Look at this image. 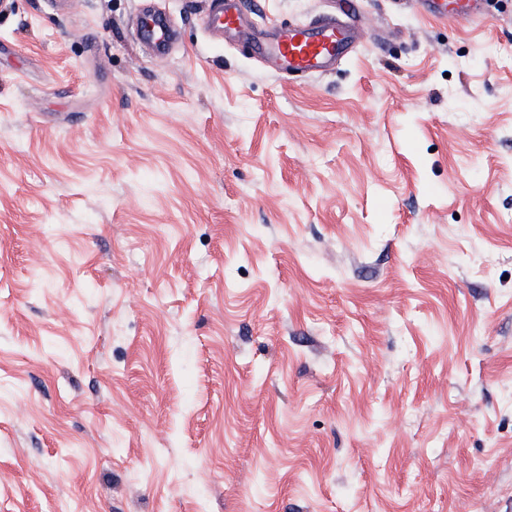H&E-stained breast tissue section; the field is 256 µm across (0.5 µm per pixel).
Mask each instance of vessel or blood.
Returning a JSON list of instances; mask_svg holds the SVG:
<instances>
[{"mask_svg": "<svg viewBox=\"0 0 512 512\" xmlns=\"http://www.w3.org/2000/svg\"><path fill=\"white\" fill-rule=\"evenodd\" d=\"M204 22L214 39L241 33L239 0H208ZM481 0H411L413 6L452 23L481 16ZM252 52L270 62L279 76H313L335 68L353 50L351 25L345 13L324 16L303 25H275L266 37L252 40Z\"/></svg>", "mask_w": 512, "mask_h": 512, "instance_id": "1", "label": "vessel or blood"}]
</instances>
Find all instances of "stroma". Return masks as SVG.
<instances>
[{
    "instance_id": "1",
    "label": "stroma",
    "mask_w": 512,
    "mask_h": 512,
    "mask_svg": "<svg viewBox=\"0 0 512 512\" xmlns=\"http://www.w3.org/2000/svg\"><path fill=\"white\" fill-rule=\"evenodd\" d=\"M356 8L292 83L204 0L0 7V512H505L512 0ZM208 11L204 22L211 36L223 40L224 36H235L242 32L239 0H207ZM482 0H411L409 3L439 20L452 23L474 21L481 16Z\"/></svg>"
}]
</instances>
